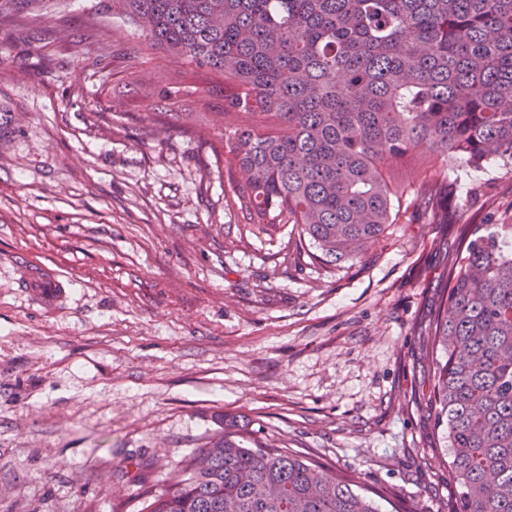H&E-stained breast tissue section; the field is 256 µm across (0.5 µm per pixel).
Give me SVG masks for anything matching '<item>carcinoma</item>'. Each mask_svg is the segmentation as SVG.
I'll return each instance as SVG.
<instances>
[{
	"label": "carcinoma",
	"mask_w": 512,
	"mask_h": 512,
	"mask_svg": "<svg viewBox=\"0 0 512 512\" xmlns=\"http://www.w3.org/2000/svg\"><path fill=\"white\" fill-rule=\"evenodd\" d=\"M55 0H0L34 21ZM169 53L217 76L144 94L168 136L209 145L234 181L224 208L248 232L292 225L297 254L357 262L398 215L389 159L512 162V0H99ZM109 58L114 36L93 28ZM206 112H183L190 97ZM458 245L426 346L428 401L450 454L454 512H512V216L456 227ZM143 512H379L346 475L251 439L233 415Z\"/></svg>",
	"instance_id": "cac0c4a2"
}]
</instances>
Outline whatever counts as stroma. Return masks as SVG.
<instances>
[{"instance_id": "stroma-1", "label": "stroma", "mask_w": 512, "mask_h": 512, "mask_svg": "<svg viewBox=\"0 0 512 512\" xmlns=\"http://www.w3.org/2000/svg\"><path fill=\"white\" fill-rule=\"evenodd\" d=\"M96 2L0 21V111L22 117L0 140V512H141L139 476L204 447L223 414L405 512H451L422 337L454 238L431 200L409 197L355 265L294 261L286 227L242 237L226 169L126 93L205 73L137 58V28L108 16L101 71ZM447 174L449 223L512 208V164ZM35 268L63 283L57 301L26 288Z\"/></svg>"}]
</instances>
